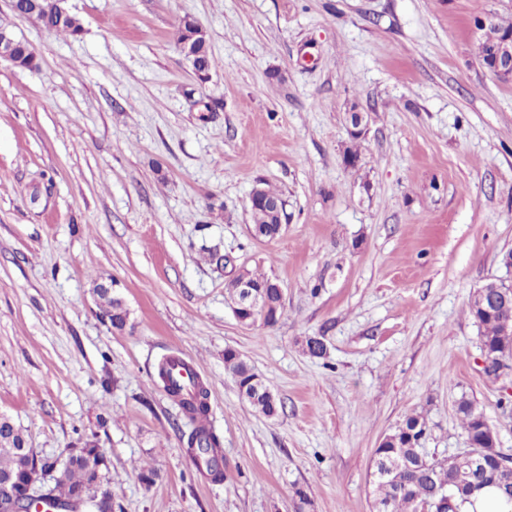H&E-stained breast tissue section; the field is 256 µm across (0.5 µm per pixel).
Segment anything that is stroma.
<instances>
[{
    "label": "stroma",
    "instance_id": "stroma-1",
    "mask_svg": "<svg viewBox=\"0 0 512 512\" xmlns=\"http://www.w3.org/2000/svg\"><path fill=\"white\" fill-rule=\"evenodd\" d=\"M66 6L79 35L0 0L40 61H0V416L39 462L96 438L115 512H371L383 435L417 415L428 454H462L463 398L512 454V376L484 374L469 313L477 288L512 279V81L482 65L473 28L483 12L512 21V0ZM186 15L209 38L203 83L174 41ZM354 108L369 115L357 140ZM257 187L287 203L272 240L251 232ZM242 269L279 283L276 325L235 319ZM109 278L121 332L93 293ZM228 349L277 416L241 399ZM166 355L208 389L223 483L181 441L155 374ZM224 369L234 380L240 396L252 408L267 417L277 414L278 401L273 392L264 384L252 367L233 350L224 352Z\"/></svg>",
    "mask_w": 512,
    "mask_h": 512
}]
</instances>
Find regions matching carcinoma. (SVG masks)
<instances>
[{"label": "carcinoma", "mask_w": 512, "mask_h": 512, "mask_svg": "<svg viewBox=\"0 0 512 512\" xmlns=\"http://www.w3.org/2000/svg\"><path fill=\"white\" fill-rule=\"evenodd\" d=\"M28 12L34 13L38 23L47 30L68 32L72 35L81 32L78 19L70 13L60 14L51 0H17L16 14ZM199 28L200 24L194 18L183 17L175 32V43L186 60H200L209 66L211 48L209 41L199 36ZM507 33H512V22L505 24L498 21L496 16H491L483 32L482 51L485 53L486 66L492 64L491 51L498 39ZM10 61L15 68L30 71L38 69L34 51L27 42L20 39L15 40V46L10 50ZM251 214L253 228L259 230L262 237L270 239L277 233L280 224L278 214L259 204L251 205ZM250 281L265 293L266 302L264 310L250 317L248 322L253 325L260 322L266 326L276 324L283 310L279 290L274 288L276 280L252 274ZM101 307L113 329L121 331L125 328L127 312L119 301L109 297L103 300ZM469 312L478 327L481 347L487 349V356L493 358L502 354L512 358V335H503V324H512V302L505 306L496 305L492 307V312L484 313L476 299L469 302ZM302 348L313 358H324L328 353V346L322 336L305 337ZM178 364L179 359L176 356L162 357L156 366L158 383L190 425L189 432L182 433V441L194 465L211 481L220 482L224 480V467L218 462L222 441L210 427L203 424L209 411L208 390L195 374L192 375L188 387L180 386L173 376L174 368ZM224 369L234 380L240 396L256 412L267 417L277 414L276 396L258 379L252 367L237 352H224ZM457 414L467 439L478 447L487 444V435L480 431L483 415L476 406L471 401L462 399L457 404ZM425 432L424 420L412 415L391 433L392 442L385 447L376 448L378 458L400 461V464L392 466L387 476L373 479L375 504L383 512H417L421 502L433 499L437 490L446 489L448 484L457 482L462 471L468 472L467 485L461 492H448V504L444 505V512H470L477 497L489 489L504 502L506 512H512V496L501 487L504 474L495 459L486 460L483 466L476 469L461 461L452 460L446 463L428 455L422 448ZM22 443L23 437L19 431L0 427V475L21 472L23 458L16 452V448ZM84 444L93 449V452L71 459L68 468L58 473L55 481L44 488L42 498L49 504L56 502L64 509L87 512L84 505L75 501L76 496L85 493L88 499L96 500L95 512H114L112 498H97L92 494L97 465L94 451L99 449L98 443L87 439Z\"/></svg>", "instance_id": "obj_1"}]
</instances>
